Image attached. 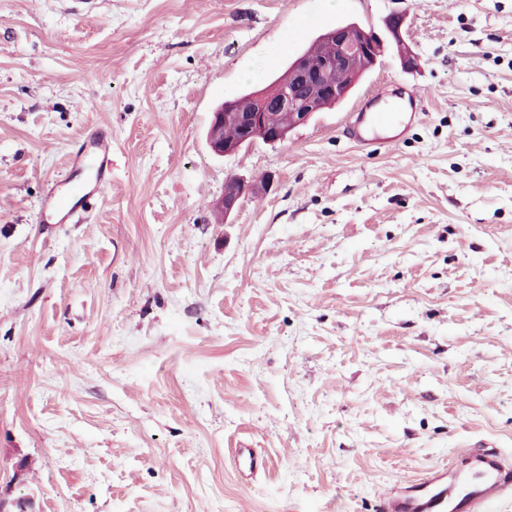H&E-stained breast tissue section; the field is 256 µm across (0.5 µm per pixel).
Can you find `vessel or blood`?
<instances>
[{
  "label": "vessel or blood",
  "mask_w": 512,
  "mask_h": 512,
  "mask_svg": "<svg viewBox=\"0 0 512 512\" xmlns=\"http://www.w3.org/2000/svg\"><path fill=\"white\" fill-rule=\"evenodd\" d=\"M414 118L413 113L397 117L386 111L355 112L347 124L350 139L363 149L380 144L378 130L393 131L402 136L403 129ZM99 160L95 184L105 188L112 180L110 154L112 143L98 139L93 143ZM470 463L474 476H460L452 470H438L411 484L402 494H387L378 505V512H482L512 488V469L506 468L493 453L473 454Z\"/></svg>",
  "instance_id": "obj_1"
}]
</instances>
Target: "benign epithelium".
Segmentation results:
<instances>
[{
	"mask_svg": "<svg viewBox=\"0 0 512 512\" xmlns=\"http://www.w3.org/2000/svg\"><path fill=\"white\" fill-rule=\"evenodd\" d=\"M322 57L299 62L291 73L292 82L267 86L261 93L271 110L237 112L233 102L227 101L214 112L208 132V143L216 155H228L255 141L275 145L288 139L291 128L307 122L318 111L322 98H343L350 90L354 76L367 61L378 60L383 52V40L376 34L360 39L343 35L334 29L322 35ZM287 111L292 116V127L285 128L276 122V112ZM240 126L242 136L234 141H224V125ZM255 186L242 178L230 176L224 185V195L215 207L229 217L246 194Z\"/></svg>",
	"mask_w": 512,
	"mask_h": 512,
	"instance_id": "7a95c632",
	"label": "benign epithelium"
}]
</instances>
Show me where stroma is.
Returning a JSON list of instances; mask_svg holds the SVG:
<instances>
[{
  "mask_svg": "<svg viewBox=\"0 0 512 512\" xmlns=\"http://www.w3.org/2000/svg\"><path fill=\"white\" fill-rule=\"evenodd\" d=\"M395 12L414 69L388 43L287 141L211 151L218 105ZM406 89L399 141L346 137ZM100 132L111 183L51 222ZM488 449L512 468V0H0V512H377ZM255 189L254 185L242 178L230 176L224 185V195L216 201L215 207L224 212V217L228 218L237 209L240 200Z\"/></svg>",
  "mask_w": 512,
  "mask_h": 512,
  "instance_id": "35a3bbf8",
  "label": "stroma"
}]
</instances>
